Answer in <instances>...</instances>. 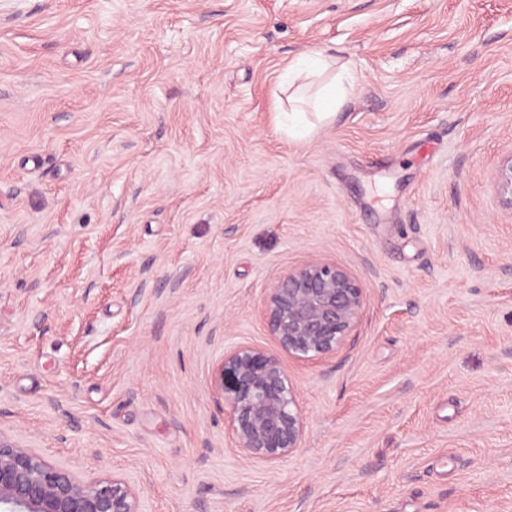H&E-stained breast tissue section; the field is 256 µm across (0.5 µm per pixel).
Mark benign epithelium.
Instances as JSON below:
<instances>
[{"label": "benign epithelium", "mask_w": 512, "mask_h": 512, "mask_svg": "<svg viewBox=\"0 0 512 512\" xmlns=\"http://www.w3.org/2000/svg\"><path fill=\"white\" fill-rule=\"evenodd\" d=\"M494 185L501 206L512 212V153L500 162ZM363 305V291L346 267L309 261L267 289V325L288 356L318 359L350 335ZM211 389L227 408L236 447L247 456L276 461L299 447L303 417L277 356L233 348L214 367ZM0 512H139L138 495L120 477L85 481L0 439Z\"/></svg>", "instance_id": "obj_1"}]
</instances>
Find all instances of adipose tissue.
I'll list each match as a JSON object with an SVG mask.
<instances>
[{
	"label": "adipose tissue",
	"instance_id": "ef3b65f1",
	"mask_svg": "<svg viewBox=\"0 0 512 512\" xmlns=\"http://www.w3.org/2000/svg\"><path fill=\"white\" fill-rule=\"evenodd\" d=\"M330 66L327 57L304 55L288 67V111L279 113L278 124L289 138L300 140L309 137L316 124L335 121L337 110L344 103L345 89L342 84L328 82L316 95L313 112L304 109V80L323 74Z\"/></svg>",
	"mask_w": 512,
	"mask_h": 512
}]
</instances>
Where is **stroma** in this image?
Wrapping results in <instances>:
<instances>
[{
    "instance_id": "35a3bbf8",
    "label": "stroma",
    "mask_w": 512,
    "mask_h": 512,
    "mask_svg": "<svg viewBox=\"0 0 512 512\" xmlns=\"http://www.w3.org/2000/svg\"><path fill=\"white\" fill-rule=\"evenodd\" d=\"M302 53L334 123L278 130ZM512 0H0V436L139 512H512ZM307 261L364 294L284 358L301 443L211 390ZM345 89L341 78L336 84V76L332 78L316 95L313 107L317 123L329 124L336 120L337 110L343 105L345 100ZM501 206L512 213V154L500 162L494 179Z\"/></svg>"
}]
</instances>
